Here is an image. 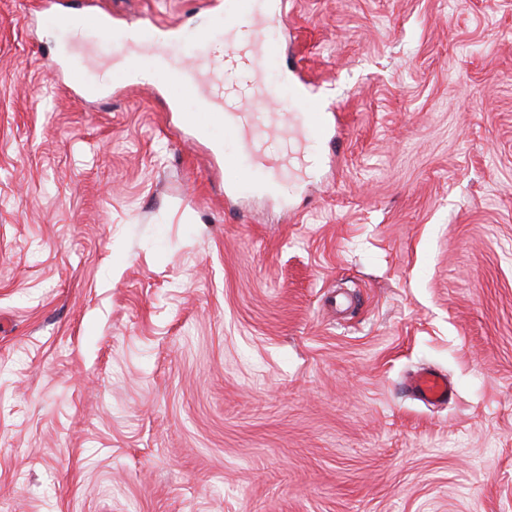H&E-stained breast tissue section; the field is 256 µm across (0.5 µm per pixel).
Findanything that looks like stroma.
<instances>
[{"label": "stroma", "mask_w": 512, "mask_h": 512, "mask_svg": "<svg viewBox=\"0 0 512 512\" xmlns=\"http://www.w3.org/2000/svg\"><path fill=\"white\" fill-rule=\"evenodd\" d=\"M98 2L0 0V512H512V0H287L340 144L231 205L223 127L112 86L150 15L192 65L209 0ZM82 4L83 3H77L76 5H72L60 0H42L40 11H42L44 15L55 14L64 21L69 20V18L77 17L81 27L89 32L98 33L100 31H109L111 27L114 29L111 12L98 9H86L81 11ZM69 9L75 10L71 16ZM53 69L60 72L62 82L68 89L82 92L87 96L99 95V91L91 87L88 71L84 66L77 65L72 61L57 60L53 64ZM406 385L419 400L430 404L447 401L452 392L447 378L430 371L414 374Z\"/></svg>", "instance_id": "obj_1"}]
</instances>
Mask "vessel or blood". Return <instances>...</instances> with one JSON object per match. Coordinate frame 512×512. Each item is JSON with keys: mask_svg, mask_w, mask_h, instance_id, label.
Wrapping results in <instances>:
<instances>
[{"mask_svg": "<svg viewBox=\"0 0 512 512\" xmlns=\"http://www.w3.org/2000/svg\"><path fill=\"white\" fill-rule=\"evenodd\" d=\"M41 11L65 21L77 17L89 32L107 31L112 26L111 12L87 9L72 14L63 0H41ZM282 20L277 8L260 6L258 0H214L213 34L206 38L202 56L189 67L157 51L159 44L181 42L182 29L173 20L143 23L133 37L122 38L119 45L122 69L115 87H125L134 73L148 71L152 85L162 89L172 109L179 111L181 126L197 139H204L210 127L220 124L238 141L241 152L237 155L224 153L217 145L211 148L224 168V196L228 199L255 191L252 167L264 166L273 177H280L301 165L309 140L329 138L334 129L322 98L297 75L282 79L290 105L278 111L269 105L266 74L269 68L279 66L282 56V45L271 32ZM54 67L65 87L94 95L84 66L58 61ZM186 98L196 101V111L180 112V103ZM407 388L430 404L447 401L452 392L447 378L430 371L414 374Z\"/></svg>", "mask_w": 512, "mask_h": 512, "instance_id": "obj_1", "label": "vessel or blood"}]
</instances>
